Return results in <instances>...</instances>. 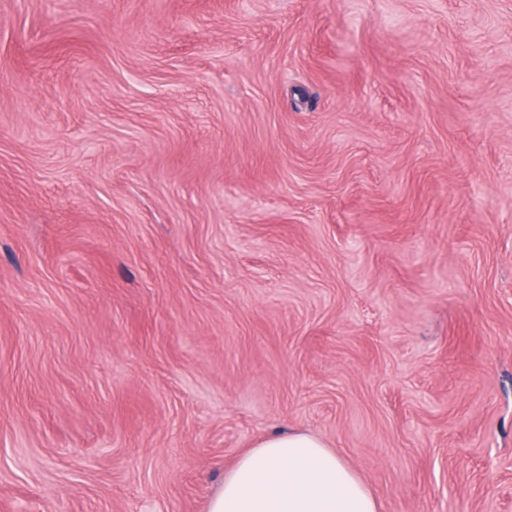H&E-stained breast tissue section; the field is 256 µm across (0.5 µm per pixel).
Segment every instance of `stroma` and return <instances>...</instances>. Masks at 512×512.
Segmentation results:
<instances>
[{"mask_svg": "<svg viewBox=\"0 0 512 512\" xmlns=\"http://www.w3.org/2000/svg\"><path fill=\"white\" fill-rule=\"evenodd\" d=\"M288 429L512 512V0H0V512Z\"/></svg>", "mask_w": 512, "mask_h": 512, "instance_id": "35a3bbf8", "label": "stroma"}]
</instances>
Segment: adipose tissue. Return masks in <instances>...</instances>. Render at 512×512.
I'll return each instance as SVG.
<instances>
[{
  "mask_svg": "<svg viewBox=\"0 0 512 512\" xmlns=\"http://www.w3.org/2000/svg\"><path fill=\"white\" fill-rule=\"evenodd\" d=\"M360 475L316 436L261 439L224 473L208 512H379Z\"/></svg>",
  "mask_w": 512,
  "mask_h": 512,
  "instance_id": "adipose-tissue-1",
  "label": "adipose tissue"
}]
</instances>
